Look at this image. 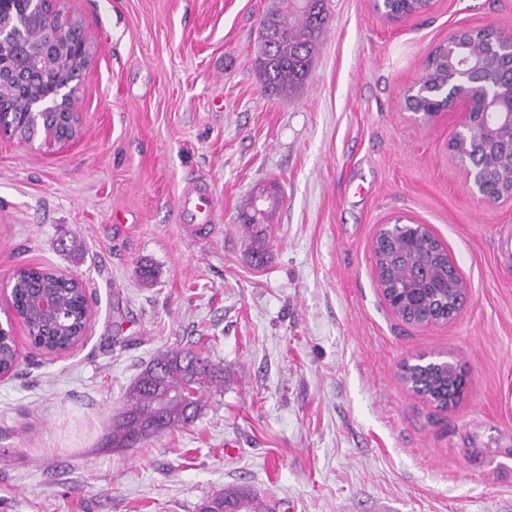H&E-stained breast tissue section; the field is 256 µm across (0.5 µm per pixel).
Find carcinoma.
Wrapping results in <instances>:
<instances>
[{
    "mask_svg": "<svg viewBox=\"0 0 512 512\" xmlns=\"http://www.w3.org/2000/svg\"><path fill=\"white\" fill-rule=\"evenodd\" d=\"M328 23L326 0H271L259 23V48L254 60L262 87L274 94H287L306 81L319 42ZM446 80L443 66H434L424 75V86L435 89ZM512 88V64L504 61L485 74L480 83V99L492 104L507 96ZM17 107L31 96V90L17 82L0 89ZM470 140L484 145L478 165L491 173L500 192L512 191V161L489 141L486 127L479 125ZM378 266L387 273L389 288H404L408 273L415 276L418 294L414 306L442 313L456 292L447 287L446 256L427 227L408 224L392 234H383L375 250ZM51 290L58 299L57 316L47 324L30 320L32 342L46 350L72 346L86 325L87 293L84 283L41 268L20 267L14 273L11 299L16 309L27 308L30 284ZM450 371L441 362L404 367L406 382L421 383L436 406L447 409ZM221 372L209 357L186 348H169L153 358L127 387L105 444L110 448H139L153 438L185 428L199 417L206 392L218 388ZM153 425L155 433L149 432ZM220 504L245 505L244 512H269L267 505L249 488L236 485L209 496Z\"/></svg>",
    "mask_w": 512,
    "mask_h": 512,
    "instance_id": "carcinoma-1",
    "label": "carcinoma"
}]
</instances>
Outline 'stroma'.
I'll return each instance as SVG.
<instances>
[{
  "label": "stroma",
  "mask_w": 512,
  "mask_h": 512,
  "mask_svg": "<svg viewBox=\"0 0 512 512\" xmlns=\"http://www.w3.org/2000/svg\"><path fill=\"white\" fill-rule=\"evenodd\" d=\"M268 0H56L92 59L82 133L47 149L0 135V322L17 268L80 277L89 322L49 354L15 326L0 380V512H196L247 485L276 512H512V199L472 196L449 149L455 113L414 119L403 89L457 27L512 33V0H434L390 21L327 0L309 76L264 92ZM208 181L219 228L187 236L176 202ZM277 198L254 266L238 220ZM426 225L469 288L447 322H403L375 270L381 225ZM76 240L81 254L64 251ZM155 266L143 282L139 264ZM222 371L203 414L121 454L103 441L159 351ZM450 360L468 387L441 411L404 361Z\"/></svg>",
  "instance_id": "35a3bbf8"
}]
</instances>
